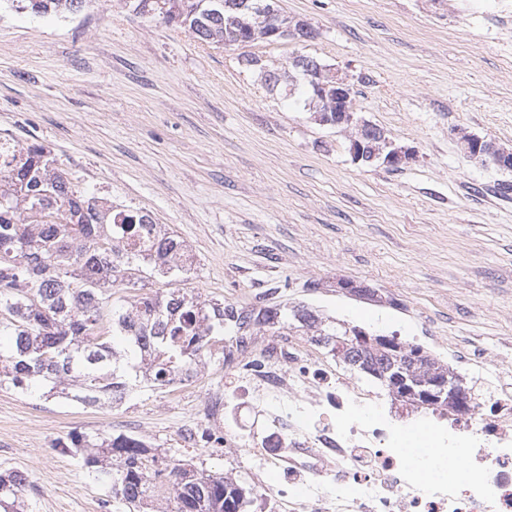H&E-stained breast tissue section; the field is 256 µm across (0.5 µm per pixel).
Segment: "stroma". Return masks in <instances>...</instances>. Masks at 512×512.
<instances>
[{
	"label": "stroma",
	"mask_w": 512,
	"mask_h": 512,
	"mask_svg": "<svg viewBox=\"0 0 512 512\" xmlns=\"http://www.w3.org/2000/svg\"><path fill=\"white\" fill-rule=\"evenodd\" d=\"M313 35L266 46L199 42L87 0L76 15L0 5V137L50 150L74 185L150 214L196 257L184 283L241 311L307 306L422 346L447 364L473 341L512 369V171L464 154L456 130L512 151V0H277ZM296 55L347 73L359 115L415 150L400 169L353 164L348 134L270 90L241 62ZM373 298L337 292L339 280ZM208 360L184 389L144 386L120 406L73 389L0 385V472L28 476L23 512H128L108 481L55 450L71 432L133 435L156 454L251 486V460L194 442L209 393L235 382Z\"/></svg>",
	"instance_id": "35a3bbf8"
}]
</instances>
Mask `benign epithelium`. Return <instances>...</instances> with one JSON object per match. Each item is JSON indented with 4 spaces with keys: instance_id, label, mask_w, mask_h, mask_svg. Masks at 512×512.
Instances as JSON below:
<instances>
[{
    "instance_id": "7a95c632",
    "label": "benign epithelium",
    "mask_w": 512,
    "mask_h": 512,
    "mask_svg": "<svg viewBox=\"0 0 512 512\" xmlns=\"http://www.w3.org/2000/svg\"><path fill=\"white\" fill-rule=\"evenodd\" d=\"M254 8L263 17L276 18L271 35L280 40L295 39L309 31L303 21H295L264 3H255ZM289 64L300 69L311 80L315 97L326 98L329 88L336 91V102L329 108H312L314 120L323 126L342 127L350 131L349 155L354 164L377 160L390 169H400L415 157V151L397 145L386 137L378 127L358 116L354 102L353 84L347 74L323 65L311 58L297 55ZM458 144L468 156L491 164L502 170H512V152L499 149L490 142L476 136L458 137ZM394 349L400 353L394 373L384 374L393 391L415 392L419 387L423 395L433 399L445 398L456 404L457 409L469 411L474 405L473 395L465 383L446 372L434 370L431 358L424 352H411L412 346L395 337Z\"/></svg>"
}]
</instances>
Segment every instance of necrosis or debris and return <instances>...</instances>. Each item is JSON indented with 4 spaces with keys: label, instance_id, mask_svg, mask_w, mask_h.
I'll use <instances>...</instances> for the list:
<instances>
[{
    "label": "necrosis or debris",
    "instance_id": "4bbe7bcc",
    "mask_svg": "<svg viewBox=\"0 0 512 512\" xmlns=\"http://www.w3.org/2000/svg\"><path fill=\"white\" fill-rule=\"evenodd\" d=\"M241 371L247 401L271 416L270 434L251 451V474L272 512H512V425L434 415L432 458L463 460L466 476L427 478L399 448L404 426L383 417L378 393L321 361L313 341L267 330L259 359ZM237 410L219 390L201 413L228 459L243 446L240 427L227 420ZM271 472L277 483L268 482Z\"/></svg>",
    "mask_w": 512,
    "mask_h": 512
}]
</instances>
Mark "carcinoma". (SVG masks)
<instances>
[{"instance_id": "cac0c4a2", "label": "carcinoma", "mask_w": 512, "mask_h": 512, "mask_svg": "<svg viewBox=\"0 0 512 512\" xmlns=\"http://www.w3.org/2000/svg\"><path fill=\"white\" fill-rule=\"evenodd\" d=\"M34 14L79 12L86 0H16ZM142 15L162 16L189 27L206 44L241 46L276 44L266 19L246 9L211 12V0H135ZM243 62L268 86L292 84V70L270 68L256 55ZM147 213L112 209L72 183L45 147L18 151L15 163L0 172V383L15 388L46 380L76 383L85 405L118 403L141 384L163 388L166 376L195 370L212 357L208 346L224 341V331L284 325L314 319V311L261 309L242 315L215 303L206 306L183 287L132 296L112 308V335L126 342L123 353L101 334V310L109 289L136 288L146 277L174 276L180 270L183 241L161 232L155 254L137 250ZM123 227L129 249L112 248L113 226ZM352 328L330 321L316 336L324 344L346 338ZM339 360L350 370L384 386L381 375L395 360L377 343L346 352ZM112 480L115 496L142 509L157 497L170 501L171 512H244L245 488L219 474L152 453L144 441L118 435L99 444L74 432L58 443ZM29 487L23 472L0 474V508L20 504Z\"/></svg>"}]
</instances>
